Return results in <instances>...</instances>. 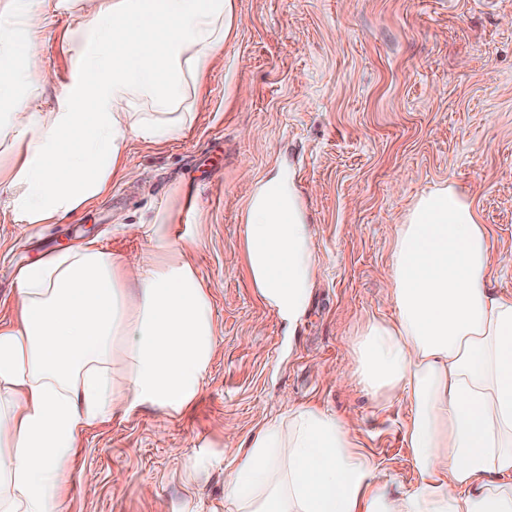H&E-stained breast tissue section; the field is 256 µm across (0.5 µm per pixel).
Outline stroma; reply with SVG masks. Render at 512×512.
Segmentation results:
<instances>
[{"label": "stroma", "mask_w": 512, "mask_h": 512, "mask_svg": "<svg viewBox=\"0 0 512 512\" xmlns=\"http://www.w3.org/2000/svg\"><path fill=\"white\" fill-rule=\"evenodd\" d=\"M79 23L58 12L38 37L45 101L67 74L65 37ZM204 93L180 137L128 142L135 180L113 182L63 221L17 223L0 195V320L22 267L90 240L116 257L149 253L161 211L172 239L196 238L192 261L213 303L218 344L194 404L179 418L148 409L85 430L59 512H183L192 495L222 500L223 471L191 488L189 461L233 459L291 403L353 414L390 491L409 488L405 408L322 372L349 371L367 319L394 315L396 226L433 184L467 195L488 228L492 283L512 292V0H234ZM285 166L318 260L293 329L256 296L239 259L253 189ZM120 218L140 234H124Z\"/></svg>", "instance_id": "stroma-1"}]
</instances>
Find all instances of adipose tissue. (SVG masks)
Returning a JSON list of instances; mask_svg holds the SVG:
<instances>
[{"label": "adipose tissue", "mask_w": 512, "mask_h": 512, "mask_svg": "<svg viewBox=\"0 0 512 512\" xmlns=\"http://www.w3.org/2000/svg\"><path fill=\"white\" fill-rule=\"evenodd\" d=\"M76 2L70 70L43 106L35 40ZM232 0H0V191L22 224H52L105 193L127 140L162 143L194 120ZM151 254L93 241L17 275L0 322V512H57L82 432L152 408L176 417L217 345L212 302L158 222ZM292 178L254 191L242 242L252 288L288 324L308 307L317 259ZM394 318L371 317L352 376L382 404L401 397L415 480L388 491L348 417L289 405L249 436L209 512H512V293L491 286L485 225L455 183L424 191L396 227Z\"/></svg>", "instance_id": "adipose-tissue-1"}]
</instances>
